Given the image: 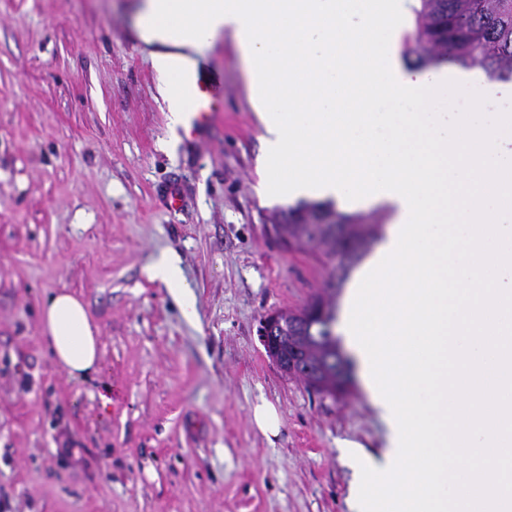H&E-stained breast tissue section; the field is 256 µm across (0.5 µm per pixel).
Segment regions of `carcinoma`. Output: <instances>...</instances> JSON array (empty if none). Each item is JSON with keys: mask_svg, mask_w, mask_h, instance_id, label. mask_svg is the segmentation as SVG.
<instances>
[{"mask_svg": "<svg viewBox=\"0 0 512 512\" xmlns=\"http://www.w3.org/2000/svg\"><path fill=\"white\" fill-rule=\"evenodd\" d=\"M420 2L407 48L417 63L446 58L463 68H480L492 79L512 80V0ZM283 220L288 230L286 247L325 255L332 250L343 253L331 268V288L345 280L381 231L375 220L338 213L330 203L301 202L288 209ZM335 228L342 230L343 238L332 239ZM332 319L330 308L325 319L311 316L295 343L339 387L347 379V363L336 338L329 334Z\"/></svg>", "mask_w": 512, "mask_h": 512, "instance_id": "carcinoma-1", "label": "carcinoma"}]
</instances>
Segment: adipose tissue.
Instances as JSON below:
<instances>
[{"label":"adipose tissue","instance_id":"obj_1","mask_svg":"<svg viewBox=\"0 0 512 512\" xmlns=\"http://www.w3.org/2000/svg\"><path fill=\"white\" fill-rule=\"evenodd\" d=\"M411 0H143L138 29L171 131L187 103L173 76L218 37L239 53L263 128L267 196L383 204L393 222L351 281L340 333L386 430L380 459L342 446L358 472L350 512H512V163L490 162L512 114L458 113L479 144L449 137L434 99L475 70L405 71ZM186 319L196 300L177 260L147 267ZM40 334L69 378L100 381L99 329L52 292Z\"/></svg>","mask_w":512,"mask_h":512}]
</instances>
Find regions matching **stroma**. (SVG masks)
Segmentation results:
<instances>
[{
  "mask_svg": "<svg viewBox=\"0 0 512 512\" xmlns=\"http://www.w3.org/2000/svg\"><path fill=\"white\" fill-rule=\"evenodd\" d=\"M140 8L0 0V512H349L341 443H384L360 379L315 393L258 335L265 313L327 294L330 267L265 232L292 202H259L263 130L227 37L198 59L222 109L171 143ZM162 252L195 321L146 273ZM61 288L99 328L108 406L39 337ZM263 399L271 439L251 423ZM254 426L268 439L279 433L280 419L276 408L267 401L254 406L251 414Z\"/></svg>",
  "mask_w": 512,
  "mask_h": 512,
  "instance_id": "stroma-1",
  "label": "stroma"
}]
</instances>
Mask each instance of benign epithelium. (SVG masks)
<instances>
[{"label": "benign epithelium", "mask_w": 512, "mask_h": 512, "mask_svg": "<svg viewBox=\"0 0 512 512\" xmlns=\"http://www.w3.org/2000/svg\"><path fill=\"white\" fill-rule=\"evenodd\" d=\"M305 326L302 315L288 310H275L264 314L259 321L258 335L266 353L282 374L298 377L318 393L336 394V389L319 379L320 372L295 351L284 350L277 342L276 335L285 329L296 331Z\"/></svg>", "instance_id": "7a95c632"}]
</instances>
